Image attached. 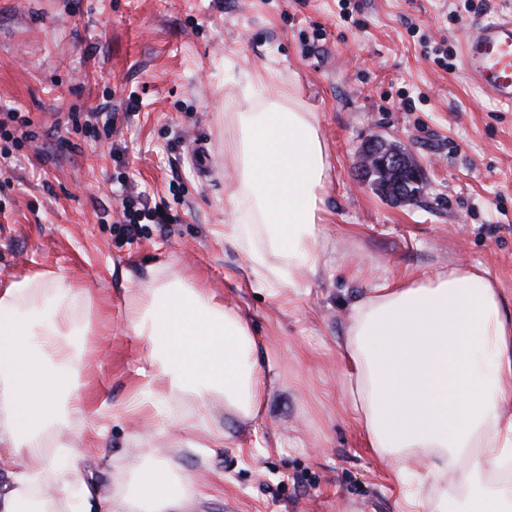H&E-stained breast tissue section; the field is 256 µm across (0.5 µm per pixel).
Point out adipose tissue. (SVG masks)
I'll use <instances>...</instances> for the list:
<instances>
[{
  "label": "adipose tissue",
  "instance_id": "ef3b65f1",
  "mask_svg": "<svg viewBox=\"0 0 512 512\" xmlns=\"http://www.w3.org/2000/svg\"><path fill=\"white\" fill-rule=\"evenodd\" d=\"M224 150L237 177L227 186L234 218L224 238L249 245L253 272L278 287L317 272L319 226L331 156L315 113L295 95L261 97L224 127ZM86 289L37 271L0 284V512H187L193 476L143 462L123 491L74 498L44 451V435L63 414L88 405L80 391L85 355L95 347L94 318L74 320ZM127 319L150 351V378L166 382L156 400L134 396L128 412L155 419L175 394L193 397L191 419L208 430L213 397L225 411L256 418L266 406L257 341L240 312L198 284L148 277L125 296ZM350 407L365 445L402 461L399 479L442 481L441 512H512V487L494 473L512 470V306L487 272L454 265L432 275L371 288L352 306L342 345Z\"/></svg>",
  "mask_w": 512,
  "mask_h": 512
}]
</instances>
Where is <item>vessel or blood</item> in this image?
<instances>
[{"label":"vessel or blood","instance_id":"vessel-or-blood-1","mask_svg":"<svg viewBox=\"0 0 512 512\" xmlns=\"http://www.w3.org/2000/svg\"><path fill=\"white\" fill-rule=\"evenodd\" d=\"M460 52L465 70L482 89L512 104V16L470 26Z\"/></svg>","mask_w":512,"mask_h":512}]
</instances>
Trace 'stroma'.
<instances>
[{
	"mask_svg": "<svg viewBox=\"0 0 512 512\" xmlns=\"http://www.w3.org/2000/svg\"><path fill=\"white\" fill-rule=\"evenodd\" d=\"M512 0H0V125L22 141L0 163V281L51 270L98 306L88 409L68 434L83 455L69 479L126 482L141 421L125 413L149 379L125 293L146 272L201 282L247 319L267 373L262 417L211 408L224 442L156 426L152 458L196 475L190 512H406L397 460L365 448L338 347L355 300L384 280L462 263L512 299V108L471 81L469 26ZM447 49L445 69L433 61ZM275 71L316 113L332 160L322 268L271 294L242 247L225 242L224 115L252 103V75ZM403 143L424 171L395 205L358 177L370 139ZM135 194L172 223L122 232Z\"/></svg>",
	"mask_w": 512,
	"mask_h": 512,
	"instance_id": "obj_1",
	"label": "stroma"
}]
</instances>
